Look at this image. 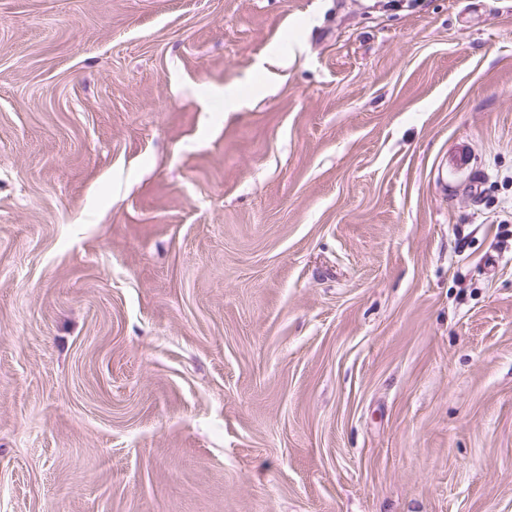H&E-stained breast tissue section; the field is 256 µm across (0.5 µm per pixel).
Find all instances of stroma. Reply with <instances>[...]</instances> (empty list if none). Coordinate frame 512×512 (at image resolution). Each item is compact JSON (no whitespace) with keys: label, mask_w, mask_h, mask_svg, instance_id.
I'll return each instance as SVG.
<instances>
[{"label":"stroma","mask_w":512,"mask_h":512,"mask_svg":"<svg viewBox=\"0 0 512 512\" xmlns=\"http://www.w3.org/2000/svg\"><path fill=\"white\" fill-rule=\"evenodd\" d=\"M0 512H512V0H0Z\"/></svg>","instance_id":"obj_1"}]
</instances>
